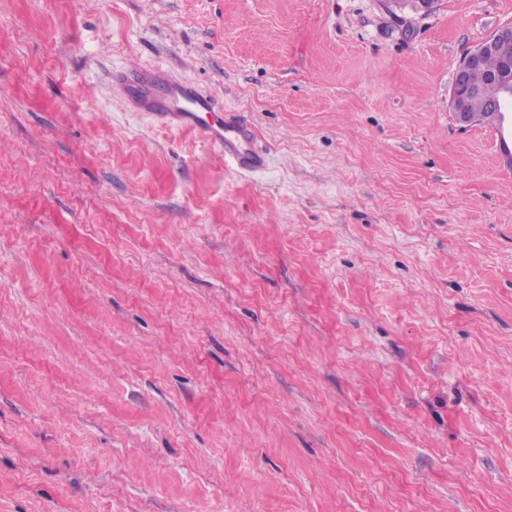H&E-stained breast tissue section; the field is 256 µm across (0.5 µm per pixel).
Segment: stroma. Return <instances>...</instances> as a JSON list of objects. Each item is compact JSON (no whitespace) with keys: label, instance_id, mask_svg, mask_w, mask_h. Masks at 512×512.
I'll return each mask as SVG.
<instances>
[{"label":"stroma","instance_id":"obj_1","mask_svg":"<svg viewBox=\"0 0 512 512\" xmlns=\"http://www.w3.org/2000/svg\"><path fill=\"white\" fill-rule=\"evenodd\" d=\"M512 0H0V512H512ZM163 66L240 173L134 111ZM512 42V22L499 26L485 41L469 50L460 59L448 107L453 120L460 128H467L477 124H487L495 127L501 134L502 159L505 166L512 168V67L505 68L495 78L502 85V99L499 104L489 105L486 110L477 106L481 95L480 86L483 87V101H493L500 97L501 87L492 79L491 75L501 69L504 61L512 64V44L504 47L499 55L489 56L485 59L483 69L473 72L470 83L469 72L479 67L484 57L493 53L501 43ZM510 136V146L505 133ZM141 112L163 124L197 133L224 152V160L241 171H258L265 159L253 145L251 131L231 125L215 107V100L194 86L173 81L159 68L127 69L113 75Z\"/></svg>","mask_w":512,"mask_h":512}]
</instances>
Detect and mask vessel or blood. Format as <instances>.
Returning a JSON list of instances; mask_svg holds the SVG:
<instances>
[{
  "label": "vessel or blood",
  "instance_id": "obj_1",
  "mask_svg": "<svg viewBox=\"0 0 512 512\" xmlns=\"http://www.w3.org/2000/svg\"><path fill=\"white\" fill-rule=\"evenodd\" d=\"M140 111L151 113L163 124L197 133L218 147L224 159L241 171L263 168L265 159L253 145L250 130L230 124L214 99L194 86L171 80L161 69L136 68L114 74Z\"/></svg>",
  "mask_w": 512,
  "mask_h": 512
}]
</instances>
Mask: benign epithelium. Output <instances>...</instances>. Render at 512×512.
I'll use <instances>...</instances> for the list:
<instances>
[{
    "label": "benign epithelium",
    "instance_id": "1",
    "mask_svg": "<svg viewBox=\"0 0 512 512\" xmlns=\"http://www.w3.org/2000/svg\"><path fill=\"white\" fill-rule=\"evenodd\" d=\"M512 42V22L499 26L485 41L469 50L460 59L448 107L453 120L461 128L477 124L495 127L500 134L512 137V68L496 74L502 85V99L499 104L485 109L477 106L481 95L480 86L469 82V72L479 67L484 57L494 52L501 43Z\"/></svg>",
    "mask_w": 512,
    "mask_h": 512
}]
</instances>
